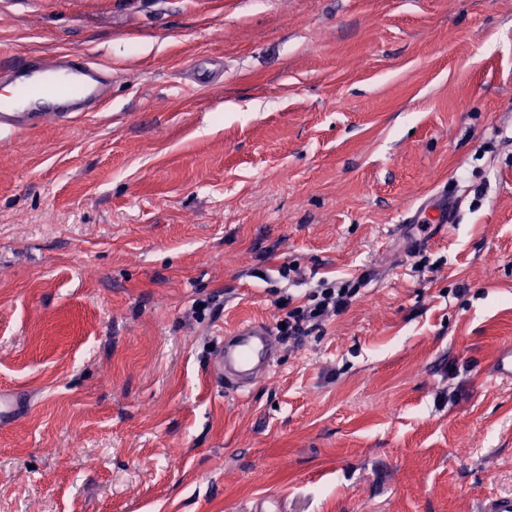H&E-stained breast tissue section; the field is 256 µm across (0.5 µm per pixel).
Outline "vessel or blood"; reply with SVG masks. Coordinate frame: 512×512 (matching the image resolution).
I'll return each instance as SVG.
<instances>
[{
  "label": "vessel or blood",
  "mask_w": 512,
  "mask_h": 512,
  "mask_svg": "<svg viewBox=\"0 0 512 512\" xmlns=\"http://www.w3.org/2000/svg\"><path fill=\"white\" fill-rule=\"evenodd\" d=\"M106 67L70 54L44 62L28 53L0 57V72L11 78L12 93L0 98V133H18L43 125L48 119L71 123L89 106H105ZM276 338L265 323H246L225 335L215 358L214 372L225 389L241 392L270 370ZM29 408L26 394L0 392V424Z\"/></svg>",
  "instance_id": "1"
}]
</instances>
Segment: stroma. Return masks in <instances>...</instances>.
I'll return each instance as SVG.
<instances>
[{"label": "stroma", "mask_w": 512, "mask_h": 512, "mask_svg": "<svg viewBox=\"0 0 512 512\" xmlns=\"http://www.w3.org/2000/svg\"><path fill=\"white\" fill-rule=\"evenodd\" d=\"M62 50L112 83L0 136V390L33 403L0 428V512L512 493L487 375L512 343V0H0V54ZM208 56L220 84L189 76ZM437 194L452 221L424 225ZM363 275L244 394L215 382L238 322Z\"/></svg>", "instance_id": "stroma-1"}]
</instances>
